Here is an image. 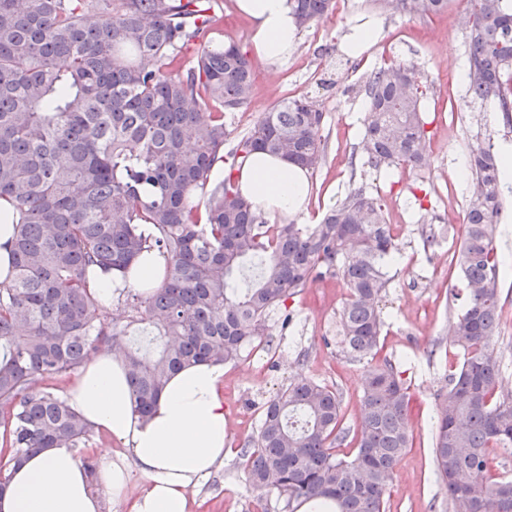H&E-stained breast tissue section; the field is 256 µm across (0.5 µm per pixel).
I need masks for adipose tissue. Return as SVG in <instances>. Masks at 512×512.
<instances>
[{
    "instance_id": "1",
    "label": "adipose tissue",
    "mask_w": 512,
    "mask_h": 512,
    "mask_svg": "<svg viewBox=\"0 0 512 512\" xmlns=\"http://www.w3.org/2000/svg\"><path fill=\"white\" fill-rule=\"evenodd\" d=\"M236 5L252 21V48L258 59L275 62L294 49L299 29L292 0H236ZM238 184L242 195L267 215L285 218L305 210L308 172L285 158L253 154ZM164 265V258L152 249L127 271H94L89 286L99 303L108 305L119 289L158 285ZM223 387V365L186 366L170 376L153 413L144 417L134 407L122 356L96 354L65 398L93 429L119 440L127 457L97 449V473L91 477L75 449L47 448L29 455L11 470L8 489L0 495V512H101L90 480L118 499L126 492L133 466L146 484L130 512H188L190 491L224 462Z\"/></svg>"
}]
</instances>
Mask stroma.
I'll return each mask as SVG.
<instances>
[{
  "instance_id": "35a3bbf8",
  "label": "stroma",
  "mask_w": 512,
  "mask_h": 512,
  "mask_svg": "<svg viewBox=\"0 0 512 512\" xmlns=\"http://www.w3.org/2000/svg\"><path fill=\"white\" fill-rule=\"evenodd\" d=\"M220 18V39L250 49L252 25L236 9V0H213ZM467 0H450L447 11L410 17L386 11L376 0H336V8L300 33L288 59L255 62L250 101L225 113L231 137L253 127L278 101L305 95L325 114V157L311 175V217L345 198L352 190L379 191L389 223L398 225L399 253L387 271L391 283L381 303L384 327L378 355L401 363L412 396L410 419L414 442L399 461L390 484L386 512H454L435 472L432 420L436 396L445 377L461 361L449 342L463 300L452 291L457 282L444 260L446 248L459 243L462 224H448L449 206L464 208L467 185L458 177L470 148L491 139L496 148L512 145V114L489 122L496 103L469 104L464 82L466 35L457 18ZM379 22V37L363 52H353L354 29ZM415 63L425 92L423 110L431 133L430 165L421 170L391 167L373 171L360 164L365 76L372 68L395 61ZM443 228V245L427 246L423 225ZM501 328L494 342L504 382L512 389V268L501 273ZM346 299L336 279L310 283L287 300L289 324L279 316L268 322L262 343L266 357L244 351L224 373L226 445L224 464L191 494V512H278L275 495L259 496L240 463L241 446L254 435L263 405L288 384L306 378L335 388L341 396L348 432L338 452L352 455L359 435L360 399L366 362L349 361L336 344L339 313Z\"/></svg>"
}]
</instances>
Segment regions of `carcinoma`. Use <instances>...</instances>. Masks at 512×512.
<instances>
[{"mask_svg":"<svg viewBox=\"0 0 512 512\" xmlns=\"http://www.w3.org/2000/svg\"><path fill=\"white\" fill-rule=\"evenodd\" d=\"M409 15L450 0H382ZM335 0H294L298 27ZM467 94L512 110V0H469ZM212 0H0V199L16 218L9 282L0 283V425L7 463L43 448H77L91 428L46 379L80 368L103 343L125 355L138 411L148 414L174 372L237 361L267 320L309 283L343 282L344 352L368 360L353 456L336 389L301 381L264 404L244 444L250 486L280 512H384L399 458L413 443L410 395L395 364L377 360L380 302L398 244L378 196L351 191L317 224H270L238 189L257 151L309 171L324 155V113L283 100L234 146L224 112L250 98L247 52L205 39ZM191 57H186V54ZM412 63L365 82L362 165L428 162L424 91ZM224 163V180L211 172ZM472 179L458 254L465 303L452 330L459 367L437 394L435 467L454 512H512V479L487 474L486 450L512 448V397L493 348L501 318L502 252L493 230L504 193L494 144L470 150ZM153 234L144 236L140 226ZM164 257L155 289L124 288L128 322L108 321L87 288L94 267L124 271L144 250ZM146 323L155 349L126 344Z\"/></svg>","mask_w":512,"mask_h":512,"instance_id":"obj_1","label":"carcinoma"}]
</instances>
